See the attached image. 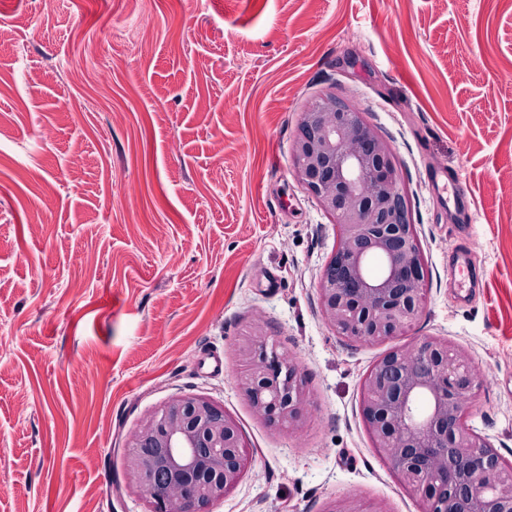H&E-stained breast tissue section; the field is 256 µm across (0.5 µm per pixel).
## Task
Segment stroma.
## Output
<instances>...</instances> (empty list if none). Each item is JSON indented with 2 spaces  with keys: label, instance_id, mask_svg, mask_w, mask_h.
Returning a JSON list of instances; mask_svg holds the SVG:
<instances>
[{
  "label": "stroma",
  "instance_id": "1",
  "mask_svg": "<svg viewBox=\"0 0 512 512\" xmlns=\"http://www.w3.org/2000/svg\"><path fill=\"white\" fill-rule=\"evenodd\" d=\"M1 27L0 512H150L126 444L183 395L252 457L206 512H422L361 394L427 338L473 355L465 421L512 464V0H0ZM328 93L389 144L424 252L422 315L379 344L321 311L336 229L293 148ZM257 327L304 385L297 427L241 390Z\"/></svg>",
  "mask_w": 512,
  "mask_h": 512
}]
</instances>
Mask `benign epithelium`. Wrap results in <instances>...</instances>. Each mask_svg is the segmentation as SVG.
Wrapping results in <instances>:
<instances>
[{
    "label": "benign epithelium",
    "mask_w": 512,
    "mask_h": 512,
    "mask_svg": "<svg viewBox=\"0 0 512 512\" xmlns=\"http://www.w3.org/2000/svg\"><path fill=\"white\" fill-rule=\"evenodd\" d=\"M295 171L336 223L320 280L324 318L345 338L379 343L411 328L425 297V258L388 143L333 94L301 113ZM242 390L272 424H298L307 398L296 368L256 328L238 344ZM478 380L465 349L426 338L368 371L361 410L386 467L423 512H512V467L465 423ZM128 467L152 512H198L237 487L251 458L238 423L209 398L181 396L148 413Z\"/></svg>",
    "instance_id": "benign-epithelium-1"
}]
</instances>
